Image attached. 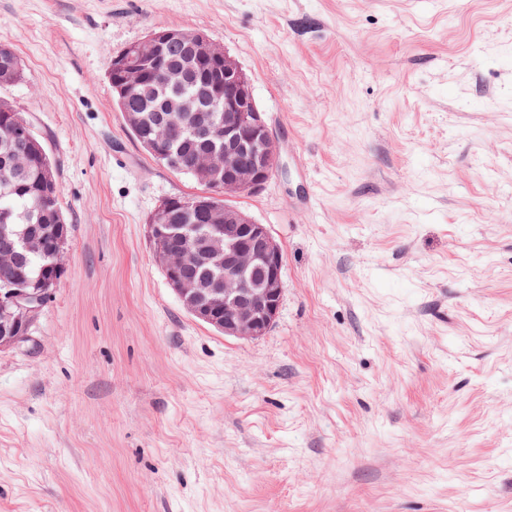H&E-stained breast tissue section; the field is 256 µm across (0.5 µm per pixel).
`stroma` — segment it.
Segmentation results:
<instances>
[{
	"label": "stroma",
	"mask_w": 512,
	"mask_h": 512,
	"mask_svg": "<svg viewBox=\"0 0 512 512\" xmlns=\"http://www.w3.org/2000/svg\"><path fill=\"white\" fill-rule=\"evenodd\" d=\"M199 29L282 168L269 333L183 307L147 233L199 185L112 99L113 56ZM73 226L0 350V512H512V0H0Z\"/></svg>",
	"instance_id": "obj_1"
}]
</instances>
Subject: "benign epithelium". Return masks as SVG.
<instances>
[{"label": "benign epithelium", "instance_id": "1", "mask_svg": "<svg viewBox=\"0 0 512 512\" xmlns=\"http://www.w3.org/2000/svg\"><path fill=\"white\" fill-rule=\"evenodd\" d=\"M177 48L185 55L180 65H169L156 74V83L170 88L168 115L161 125L163 139L146 143L163 165L173 162V134L184 126L204 144L194 174L208 191L195 197L193 210L204 224H162L168 203L157 209L147 224L156 263L184 308L197 320L241 340H256L275 321L283 297V262L278 243L267 225L259 224L240 209L219 207L213 199L252 193L262 188L279 167V147L254 101L251 84L239 64L222 46L201 30L165 28L152 31L112 58L108 75L122 98L139 87L153 60ZM207 65L224 75V103L198 94L186 96L180 88L191 74ZM224 112L218 117L217 111ZM0 215V350L29 338L57 276L66 270L67 238L59 235L54 272L28 284L22 283L23 256L42 247L44 237L56 234L51 226L10 230Z\"/></svg>", "mask_w": 512, "mask_h": 512}]
</instances>
